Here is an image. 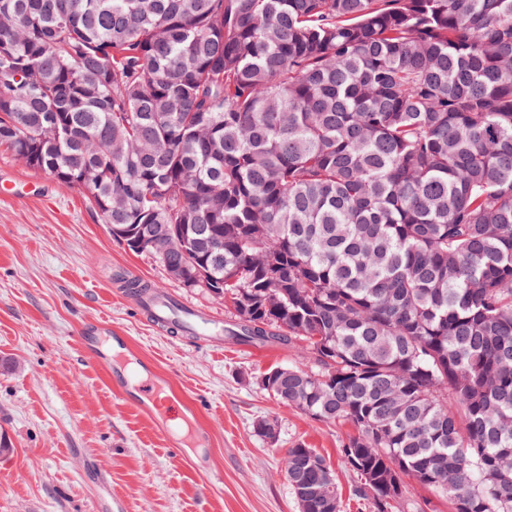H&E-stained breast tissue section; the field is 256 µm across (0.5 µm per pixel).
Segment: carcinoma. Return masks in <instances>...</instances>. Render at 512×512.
<instances>
[{
  "instance_id": "1",
  "label": "carcinoma",
  "mask_w": 512,
  "mask_h": 512,
  "mask_svg": "<svg viewBox=\"0 0 512 512\" xmlns=\"http://www.w3.org/2000/svg\"><path fill=\"white\" fill-rule=\"evenodd\" d=\"M0 146L303 352L371 512H512V0H0Z\"/></svg>"
}]
</instances>
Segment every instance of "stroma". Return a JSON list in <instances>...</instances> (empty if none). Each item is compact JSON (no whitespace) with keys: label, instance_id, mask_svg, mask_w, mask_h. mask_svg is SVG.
I'll use <instances>...</instances> for the list:
<instances>
[{"label":"stroma","instance_id":"35a3bbf8","mask_svg":"<svg viewBox=\"0 0 512 512\" xmlns=\"http://www.w3.org/2000/svg\"><path fill=\"white\" fill-rule=\"evenodd\" d=\"M228 320L222 301L182 287L161 264L114 240L82 190L59 187L0 149V512H299L284 473L303 443L330 460L341 512H371L340 458L350 429L278 404L257 384L299 363L284 346L204 340L152 325L126 279ZM108 321L126 336L139 384L119 389L77 341ZM277 421V438L253 431Z\"/></svg>","mask_w":512,"mask_h":512}]
</instances>
